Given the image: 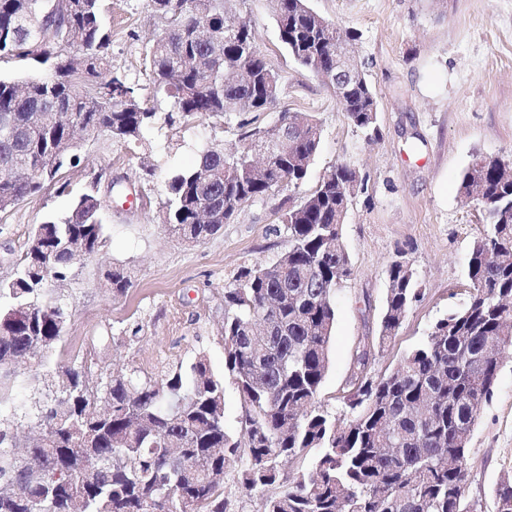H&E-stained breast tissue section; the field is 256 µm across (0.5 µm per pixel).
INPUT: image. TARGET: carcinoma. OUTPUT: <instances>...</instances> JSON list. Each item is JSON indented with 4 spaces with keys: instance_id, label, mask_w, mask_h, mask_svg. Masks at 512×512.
Segmentation results:
<instances>
[{
    "instance_id": "carcinoma-1",
    "label": "carcinoma",
    "mask_w": 512,
    "mask_h": 512,
    "mask_svg": "<svg viewBox=\"0 0 512 512\" xmlns=\"http://www.w3.org/2000/svg\"><path fill=\"white\" fill-rule=\"evenodd\" d=\"M69 27L42 22L57 0H0V59H39L59 49L83 52L82 67L55 68L50 79L0 78V212L40 192L79 144L61 117L78 115L91 132L105 129L135 144L158 119L127 80L112 70L111 38L100 0H75ZM227 0H150L175 18L143 57L155 92L178 116L231 117L265 112L279 100L278 74L256 49L251 27L226 10ZM281 42L314 74L336 69V44L357 35L322 18L306 0H276ZM340 104L350 122L378 135L375 93L366 78L347 79ZM292 118L256 127L239 143L214 145L167 182L163 224L179 240L203 243L246 204L306 182L321 142L314 118L286 132L282 157L264 179L252 173V148L280 134ZM498 158L476 156L459 192L476 205L485 229L468 260L470 295L439 319L387 374L363 377L347 396L339 423L318 405L330 364L335 295L352 275L342 241L357 170L333 165L284 213L288 250L271 264L241 270L224 289V373L243 401L233 437L224 422V379L205 354L162 377L109 373L92 386L84 366L55 365L44 374L46 399L18 406L0 387V512H226L224 475L238 473L251 495L272 485L262 512H482L466 496L471 435L493 395L501 355L512 350V180ZM35 230L42 249L27 248L14 276L0 281V316L33 313L0 334V361L21 358L63 338L69 314L42 284L66 281L75 262L56 242L82 239L94 254L104 239L101 202L84 194L69 214ZM378 346L395 336L402 313L421 300L415 270L389 265ZM103 277L115 295L130 281L114 266ZM35 419L46 441L15 451V430ZM316 450L310 467L290 476L285 464ZM494 512H512V478L492 490Z\"/></svg>"
}]
</instances>
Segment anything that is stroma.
<instances>
[{"instance_id": "1", "label": "stroma", "mask_w": 512, "mask_h": 512, "mask_svg": "<svg viewBox=\"0 0 512 512\" xmlns=\"http://www.w3.org/2000/svg\"><path fill=\"white\" fill-rule=\"evenodd\" d=\"M325 19L357 32L356 57L376 92L379 136L368 139L348 120L335 92L300 66L282 44L271 0H235L253 28L258 50L279 77L278 109L188 125L158 123L143 145L83 136L78 161L57 182L0 212V280L9 279L25 243L46 216L65 217L85 193L99 197L106 226L98 253L77 263L59 294L71 313L65 337L49 355L67 364L94 336L117 340L97 347L93 370L134 369L159 377L205 352L224 373V290L238 272L288 248L281 214L287 193L247 204L222 232L186 245L161 224L166 179L190 167L214 143L237 142L239 125L265 126L280 111L314 116L321 146L309 171L314 188L331 165L360 174L342 237L353 269L336 293L331 363L320 399L343 418L354 357L380 334L386 269L397 250L412 260L423 291L397 335L372 348L369 374L392 369L430 327L469 295L468 257L484 228L473 204L458 192L475 155L512 161V0H308ZM112 31L114 69L142 89L159 114L169 99L154 92L142 49L161 28L148 0H101ZM120 265L131 277L121 296L103 286ZM466 494L492 512L493 486L512 475V353L501 360L492 398L480 410L470 441Z\"/></svg>"}]
</instances>
